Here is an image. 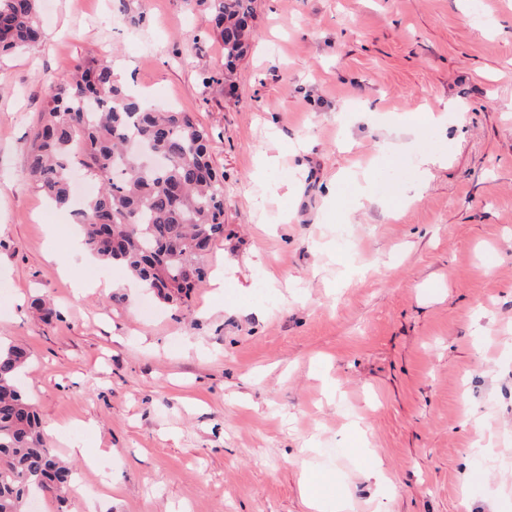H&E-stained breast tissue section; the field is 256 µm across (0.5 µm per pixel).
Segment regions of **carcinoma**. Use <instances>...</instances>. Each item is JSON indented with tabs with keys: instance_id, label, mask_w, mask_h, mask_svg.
<instances>
[{
	"instance_id": "obj_1",
	"label": "carcinoma",
	"mask_w": 512,
	"mask_h": 512,
	"mask_svg": "<svg viewBox=\"0 0 512 512\" xmlns=\"http://www.w3.org/2000/svg\"><path fill=\"white\" fill-rule=\"evenodd\" d=\"M211 15L232 69L248 49L253 0H196ZM38 0H0V54L38 45ZM41 125L28 147V174L59 207L70 204V167L98 183L78 213L85 245L120 263L173 303L203 282L204 258L224 236V175L211 163L210 135L185 112L161 108L121 85L112 62L91 57L68 74L44 75ZM91 101L99 112H85ZM27 351L0 345V512H29L30 499L68 502L73 470L46 445L39 416L17 384Z\"/></svg>"
}]
</instances>
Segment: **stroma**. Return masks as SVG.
Here are the masks:
<instances>
[{"label":"stroma","instance_id":"obj_1","mask_svg":"<svg viewBox=\"0 0 512 512\" xmlns=\"http://www.w3.org/2000/svg\"><path fill=\"white\" fill-rule=\"evenodd\" d=\"M127 2L119 31L118 0H39L0 56V340L47 445L88 450L70 512H310L307 473L349 512H512V0H254L230 73L192 0ZM102 55L224 174V285L178 307L143 313L28 175L42 75Z\"/></svg>","mask_w":512,"mask_h":512}]
</instances>
